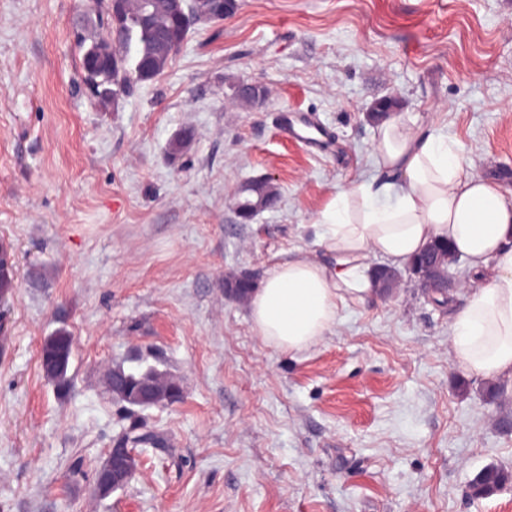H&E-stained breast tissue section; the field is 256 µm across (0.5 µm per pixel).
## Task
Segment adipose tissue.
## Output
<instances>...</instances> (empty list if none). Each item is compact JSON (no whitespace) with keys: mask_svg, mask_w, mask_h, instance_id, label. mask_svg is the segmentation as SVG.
<instances>
[{"mask_svg":"<svg viewBox=\"0 0 512 512\" xmlns=\"http://www.w3.org/2000/svg\"><path fill=\"white\" fill-rule=\"evenodd\" d=\"M375 130L371 157L389 181L337 188L316 212L312 224L333 262L301 254L278 264L251 295L258 333L291 350L317 343L339 303L377 297L370 255L400 266L442 239L480 280L453 322V360L475 377L512 375V198L469 172L447 136L396 115Z\"/></svg>","mask_w":512,"mask_h":512,"instance_id":"adipose-tissue-1","label":"adipose tissue"}]
</instances>
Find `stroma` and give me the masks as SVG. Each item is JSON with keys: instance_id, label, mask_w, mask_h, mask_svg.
I'll return each mask as SVG.
<instances>
[{"instance_id": "stroma-1", "label": "stroma", "mask_w": 512, "mask_h": 512, "mask_svg": "<svg viewBox=\"0 0 512 512\" xmlns=\"http://www.w3.org/2000/svg\"><path fill=\"white\" fill-rule=\"evenodd\" d=\"M82 18L79 0H0V242L16 283L0 330V512H512V485L468 494L484 467L512 471V376L473 377L449 353L465 261L448 305L409 276L397 297L339 304L302 351L266 342L226 288L325 258L311 218L376 176L379 99L512 192V0H239L108 106L83 82ZM236 80L268 98L232 106ZM283 109L328 142L284 138ZM261 177L280 200L240 223L235 190ZM59 328L74 338L63 393L39 364ZM135 355L182 397L142 411L158 441L101 499L96 472L130 425L106 375Z\"/></svg>"}]
</instances>
